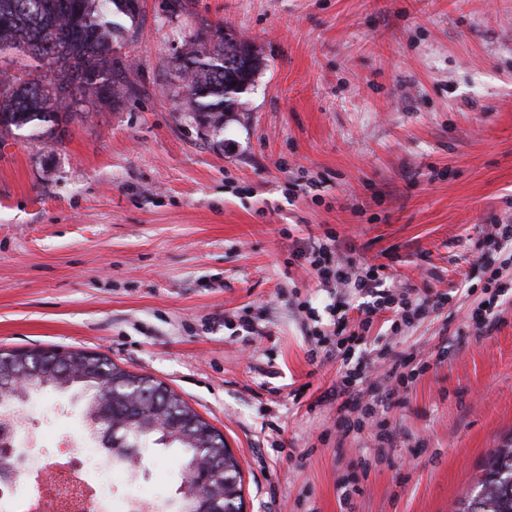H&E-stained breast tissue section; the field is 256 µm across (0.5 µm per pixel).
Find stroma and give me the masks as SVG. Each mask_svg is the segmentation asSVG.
Listing matches in <instances>:
<instances>
[{
    "mask_svg": "<svg viewBox=\"0 0 512 512\" xmlns=\"http://www.w3.org/2000/svg\"><path fill=\"white\" fill-rule=\"evenodd\" d=\"M168 4L143 0L134 96L81 108L58 139L0 146V349L101 353L164 382L223 434L243 512H459L512 444V302L489 334L468 326L477 261L512 281V246L474 248L487 224L512 225V0ZM208 24L264 61L220 129L180 110L173 71ZM328 232L394 287L451 297L400 335L389 311L366 335L378 387L383 345L430 364L384 413L385 440L338 439L323 397L339 365L310 362L295 312L328 302L293 258ZM40 404L18 445L48 460L81 405L51 390ZM141 461L113 498H176L175 459Z\"/></svg>",
    "mask_w": 512,
    "mask_h": 512,
    "instance_id": "obj_1",
    "label": "stroma"
}]
</instances>
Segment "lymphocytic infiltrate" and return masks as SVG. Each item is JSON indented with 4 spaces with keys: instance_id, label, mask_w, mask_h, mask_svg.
I'll return each mask as SVG.
<instances>
[{
    "instance_id": "lymphocytic-infiltrate-1",
    "label": "lymphocytic infiltrate",
    "mask_w": 512,
    "mask_h": 512,
    "mask_svg": "<svg viewBox=\"0 0 512 512\" xmlns=\"http://www.w3.org/2000/svg\"><path fill=\"white\" fill-rule=\"evenodd\" d=\"M330 242L316 239L296 254L297 259L306 262L317 275L320 284L327 288L332 297L327 310L332 318L334 329L341 335L336 341V356L347 361L364 340V334L372 326L377 314L393 311L394 319L390 325L393 332H401L419 322L428 307H442L448 301L447 294L435 295L431 303L409 301L408 297L396 296L387 286V278L379 274L376 267H364L354 258H347L344 268L338 269L327 263L331 253ZM356 290L364 300L357 306L358 328L350 332L346 329L347 317L342 310L346 289ZM429 363H416L414 355H396L392 358L389 371V389L384 396L365 400L364 386L370 379V372L363 365H349L342 376L336 395L340 397V415L336 427L341 436L362 433L369 428L378 408H391L395 397L408 388L420 375L429 370Z\"/></svg>"
}]
</instances>
